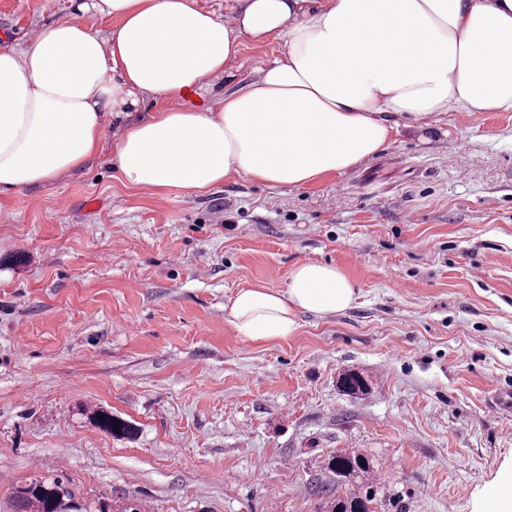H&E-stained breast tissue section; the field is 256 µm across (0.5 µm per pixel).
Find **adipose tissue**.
<instances>
[{
  "label": "adipose tissue",
  "mask_w": 512,
  "mask_h": 512,
  "mask_svg": "<svg viewBox=\"0 0 512 512\" xmlns=\"http://www.w3.org/2000/svg\"><path fill=\"white\" fill-rule=\"evenodd\" d=\"M90 14L115 28L101 35ZM245 38L282 45L254 80L202 108L155 112L113 142L128 185L203 191L236 175L299 188L354 169L401 125L512 112V0H235L228 19L195 0H80L24 47H0V195L82 169L113 113L141 96L206 91ZM354 297L339 267L306 262L285 289H240L230 317L270 341Z\"/></svg>",
  "instance_id": "1"
}]
</instances>
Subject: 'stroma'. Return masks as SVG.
I'll return each instance as SVG.
<instances>
[{"label": "stroma", "instance_id": "35a3bbf8", "mask_svg": "<svg viewBox=\"0 0 512 512\" xmlns=\"http://www.w3.org/2000/svg\"><path fill=\"white\" fill-rule=\"evenodd\" d=\"M71 0H0V47L71 14ZM279 49L243 40L241 65ZM167 102L113 120L77 172L0 199V512L59 479L79 503L140 512H325L358 491L328 462L370 467L374 512H487L512 471V112L400 127L357 168L301 187L233 176L208 190L127 185L112 141ZM331 263L355 299L255 342L239 289L286 288ZM361 373L365 392L338 379ZM131 423L126 438L93 413ZM329 466L339 482L359 478L369 471V464L365 459L355 454H338L332 458Z\"/></svg>", "mask_w": 512, "mask_h": 512}]
</instances>
